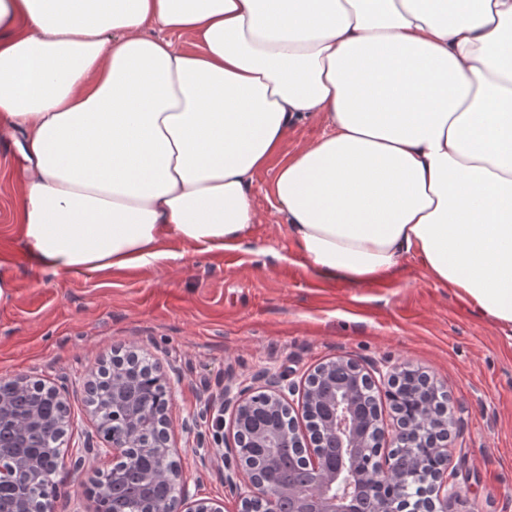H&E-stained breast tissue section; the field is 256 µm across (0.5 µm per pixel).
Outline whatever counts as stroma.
Listing matches in <instances>:
<instances>
[{
	"mask_svg": "<svg viewBox=\"0 0 512 512\" xmlns=\"http://www.w3.org/2000/svg\"><path fill=\"white\" fill-rule=\"evenodd\" d=\"M310 116L289 128L277 159L258 172L251 195L261 222L248 245L198 253L166 243L151 266L46 275L21 242L20 155L0 137V273L13 299L0 303V378L78 382L139 348L173 390V422L220 397L228 380L252 384L268 368L300 382L319 364L350 357L428 374L450 395L459 422L453 469L460 494L452 512H512V329L478 313L454 289L436 284L418 257L365 283L322 276L279 225L271 187L281 160L318 139ZM73 434L58 459L62 512H96L93 480L108 458L81 455L89 408L69 400ZM178 464L198 498L238 502L216 466L202 467L194 438L177 433Z\"/></svg>",
	"mask_w": 512,
	"mask_h": 512,
	"instance_id": "obj_1",
	"label": "stroma"
}]
</instances>
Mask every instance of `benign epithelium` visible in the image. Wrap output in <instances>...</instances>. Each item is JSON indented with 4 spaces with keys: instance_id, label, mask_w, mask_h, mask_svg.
<instances>
[{
    "instance_id": "7a95c632",
    "label": "benign epithelium",
    "mask_w": 512,
    "mask_h": 512,
    "mask_svg": "<svg viewBox=\"0 0 512 512\" xmlns=\"http://www.w3.org/2000/svg\"><path fill=\"white\" fill-rule=\"evenodd\" d=\"M141 363L139 354L127 351L122 359H114L110 365L112 374V394L103 395L99 390L96 373L88 372L82 386L91 404L89 420L97 431L108 429L105 447L97 449V457H116L129 465L141 460H158L162 464L159 471L149 469L145 480L162 479L176 488L175 497L165 500L151 509V512H224V502L202 501L190 493L187 483L179 471L175 456L178 453L176 442L169 432L168 406L154 408L146 402L139 405L133 401L123 385L124 369L130 364ZM331 366L350 368L359 374L369 389L375 384L391 386L400 382L406 371L395 366L377 365L369 373L355 360L340 357L317 366L307 375L302 391H297L295 383L288 381L284 371H263L260 379L263 386L255 390L241 383L224 384V393L218 400L204 402L201 416L186 419L181 428L185 433L196 434V449L202 464L212 463L218 456L224 461V485L236 494L239 512H254L256 501L265 504V512H275V495L261 473L243 466L244 449L254 447L295 448L308 457L309 467L317 474L315 482L305 492V499L315 505L313 512H351L346 496L353 486V474L345 454L330 462L324 460L319 447V435L314 429L301 432L297 420H290L287 430L270 433L262 429L250 432L246 421L255 404L264 401L274 408L291 412L289 397L298 395V408L301 417L320 410L323 416L324 433L339 441V448H366L373 445L383 447L386 435L393 434L391 443L397 448H439L441 463L418 483L420 493L415 512H449L448 504L459 496V487L452 481L448 447L452 445L455 419L449 405L448 394L441 392L430 377L415 375L416 385L427 394L428 405L424 420L411 421L402 413H396V424L389 427L374 416L368 428H363V419L357 414L350 393L340 391L325 401L318 399L314 383L325 375ZM39 393L51 399L53 409L45 412L37 407L19 409L15 403L0 399V425L10 423L25 435H35L29 442L32 448H49L67 436L71 422L66 405V390L44 384L36 387ZM153 415L156 433L152 441L142 443L133 435V427L140 418ZM229 419L233 437L224 442V447L213 448L199 433L200 421L211 422L214 435L224 429V419ZM414 474L404 470L387 453H378L362 478L366 481L394 480L407 486ZM11 483L21 489L15 498L14 512H25V498L29 493L39 492L42 484V467L37 457L22 459L12 471L0 470V485Z\"/></svg>"
}]
</instances>
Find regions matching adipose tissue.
<instances>
[{"label": "adipose tissue", "mask_w": 512, "mask_h": 512, "mask_svg": "<svg viewBox=\"0 0 512 512\" xmlns=\"http://www.w3.org/2000/svg\"><path fill=\"white\" fill-rule=\"evenodd\" d=\"M309 115L272 194L311 269L414 255L512 327V0H0V124L47 273L243 245Z\"/></svg>", "instance_id": "1"}]
</instances>
